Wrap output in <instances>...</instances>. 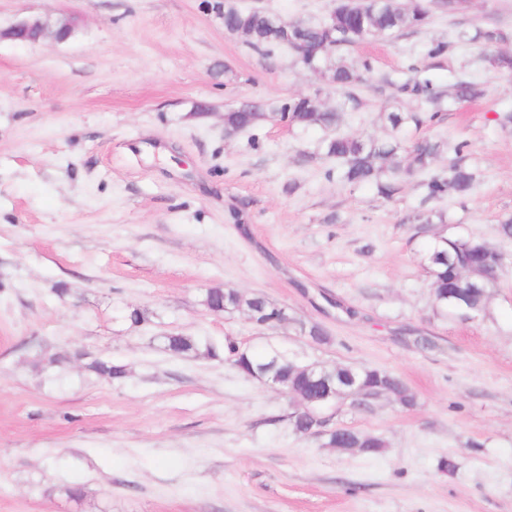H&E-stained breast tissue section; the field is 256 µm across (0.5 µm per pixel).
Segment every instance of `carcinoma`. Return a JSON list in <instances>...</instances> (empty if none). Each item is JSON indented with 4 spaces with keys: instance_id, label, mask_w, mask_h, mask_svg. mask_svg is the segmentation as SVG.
<instances>
[{
    "instance_id": "1",
    "label": "carcinoma",
    "mask_w": 512,
    "mask_h": 512,
    "mask_svg": "<svg viewBox=\"0 0 512 512\" xmlns=\"http://www.w3.org/2000/svg\"><path fill=\"white\" fill-rule=\"evenodd\" d=\"M432 0H374L363 10L350 7L347 0H335L330 15L315 23L297 22L288 26L289 39L303 46L307 59L326 79L328 86L340 92L341 101L334 110L323 107L316 97L299 95L278 105L252 103L224 112V135L233 137L266 120L283 121L308 129H332L335 134L322 142L321 155L334 159L339 166L327 170V177L356 186L373 184L380 196L396 195L402 180L415 172L427 175L426 186L431 199L445 195L465 197L474 186L475 174L460 164L448 166L446 175L431 173L441 144L429 139L409 147L402 144L401 133L410 123L433 122L438 113L386 110L380 119L389 131L386 138L372 133L349 134L341 131L344 114L358 107L356 88L370 70L366 60L348 64L338 57L345 48L365 39H392L404 30L417 29L430 17ZM224 29L243 31L246 42L261 52L281 46V38L271 34L267 15L235 7L224 13ZM503 39L493 27L478 29L468 41L485 49ZM400 90L415 96L425 104L437 105L441 92L434 81L425 77L408 79ZM459 99H477L484 94L480 86L469 80L454 83ZM431 288L437 307L443 310H463L478 315L485 309L489 288L494 286L496 271L503 264V255L487 247L484 241L471 237H442L427 255ZM206 304L214 312L242 310L258 326L272 328L287 320L284 308L255 295H245L236 288H214L206 295ZM164 350L176 357L203 355L222 360L243 374L258 379H272L278 390L291 399L323 398L336 390L364 389V398L392 396L405 406L415 402L414 395L393 373L369 366L337 363L318 365L309 370L303 363L267 352L257 356L226 339L219 343L197 336L170 335L163 337ZM95 372L111 379L126 376L124 364L110 360L93 362ZM328 445L343 450L352 448L366 455H375L384 448V441L370 434L351 429H337L329 436Z\"/></svg>"
}]
</instances>
